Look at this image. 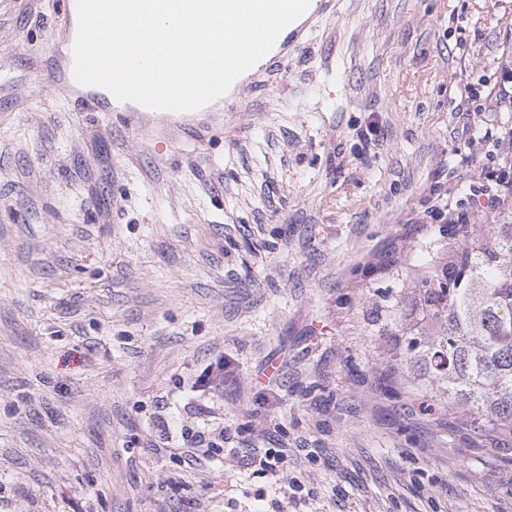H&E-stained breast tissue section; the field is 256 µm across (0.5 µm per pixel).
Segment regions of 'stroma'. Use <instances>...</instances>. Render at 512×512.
Returning <instances> with one entry per match:
<instances>
[{
    "instance_id": "1",
    "label": "stroma",
    "mask_w": 512,
    "mask_h": 512,
    "mask_svg": "<svg viewBox=\"0 0 512 512\" xmlns=\"http://www.w3.org/2000/svg\"><path fill=\"white\" fill-rule=\"evenodd\" d=\"M57 18L0 0V512H277L288 482L296 512H512V437L423 411L369 316L498 167L512 0H331L287 72L152 141L49 93ZM285 464H288V451L284 448H267L258 459L260 470L269 472L272 476H277L278 480L283 478Z\"/></svg>"
}]
</instances>
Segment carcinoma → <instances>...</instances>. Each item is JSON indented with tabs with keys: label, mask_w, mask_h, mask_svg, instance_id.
<instances>
[{
	"label": "carcinoma",
	"mask_w": 512,
	"mask_h": 512,
	"mask_svg": "<svg viewBox=\"0 0 512 512\" xmlns=\"http://www.w3.org/2000/svg\"><path fill=\"white\" fill-rule=\"evenodd\" d=\"M419 263L395 269L408 289L377 308V335L393 337L395 368L428 408L465 413L490 436L512 434V214L490 224H442L410 247Z\"/></svg>",
	"instance_id": "1"
}]
</instances>
